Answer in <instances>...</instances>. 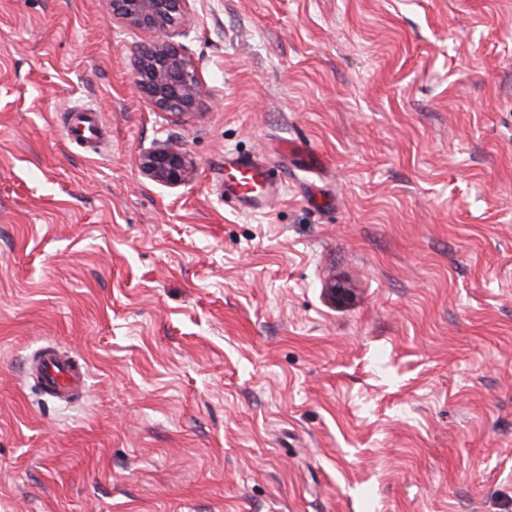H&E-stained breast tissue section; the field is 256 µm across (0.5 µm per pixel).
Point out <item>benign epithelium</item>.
Listing matches in <instances>:
<instances>
[{
    "label": "benign epithelium",
    "mask_w": 512,
    "mask_h": 512,
    "mask_svg": "<svg viewBox=\"0 0 512 512\" xmlns=\"http://www.w3.org/2000/svg\"><path fill=\"white\" fill-rule=\"evenodd\" d=\"M112 21L150 34L134 59V85L158 112L184 115L195 109L203 83L197 67L172 42L182 26L188 0H106ZM147 178L171 188L186 185L192 166L176 145L150 149L138 158Z\"/></svg>",
    "instance_id": "obj_1"
}]
</instances>
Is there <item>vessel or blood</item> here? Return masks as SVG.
<instances>
[{"instance_id":"obj_1","label":"vessel or blood","mask_w":512,"mask_h":512,"mask_svg":"<svg viewBox=\"0 0 512 512\" xmlns=\"http://www.w3.org/2000/svg\"><path fill=\"white\" fill-rule=\"evenodd\" d=\"M225 194L234 196L255 209H266L275 197V189L267 183L264 166L239 155L224 158ZM29 378L48 398L70 402L86 388V372L74 357L59 353L53 346L43 347L29 364Z\"/></svg>"}]
</instances>
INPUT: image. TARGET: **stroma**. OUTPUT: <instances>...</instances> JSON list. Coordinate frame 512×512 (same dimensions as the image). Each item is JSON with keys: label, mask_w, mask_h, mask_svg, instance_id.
<instances>
[{"label": "stroma", "mask_w": 512, "mask_h": 512, "mask_svg": "<svg viewBox=\"0 0 512 512\" xmlns=\"http://www.w3.org/2000/svg\"><path fill=\"white\" fill-rule=\"evenodd\" d=\"M186 29L176 118L102 0H0V512H512V0ZM85 105L106 150L66 133ZM165 141L189 184L141 173ZM230 152L270 208L225 198ZM47 342L81 401L26 380Z\"/></svg>", "instance_id": "obj_1"}]
</instances>
